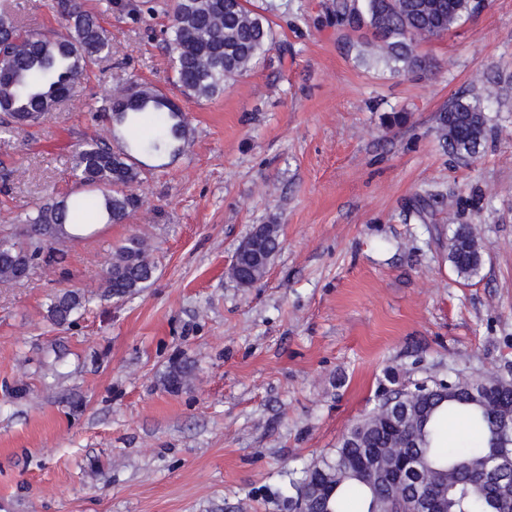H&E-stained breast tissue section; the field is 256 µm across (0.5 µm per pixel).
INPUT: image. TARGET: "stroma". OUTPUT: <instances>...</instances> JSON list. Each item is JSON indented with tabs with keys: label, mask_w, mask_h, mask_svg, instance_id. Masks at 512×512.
<instances>
[{
	"label": "stroma",
	"mask_w": 512,
	"mask_h": 512,
	"mask_svg": "<svg viewBox=\"0 0 512 512\" xmlns=\"http://www.w3.org/2000/svg\"><path fill=\"white\" fill-rule=\"evenodd\" d=\"M333 0H251L276 47L210 100L170 84V0L103 12L111 55L40 123L0 134V226L73 191L72 157L107 133L91 105L132 81L180 105L183 152L148 170L124 224L57 243L59 262L0 283V512H293L296 469L334 451L387 374L406 384L512 376V92L490 103L474 159L449 156L439 115L476 76L512 85V0L418 48L423 72L360 60ZM27 30L51 0H0ZM390 112L405 123L386 127ZM280 227L265 279L227 267L254 225ZM481 229L464 279L448 227ZM143 237L155 282L102 287L115 245ZM91 293L72 324L51 297Z\"/></svg>",
	"instance_id": "stroma-1"
}]
</instances>
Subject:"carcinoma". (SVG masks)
Returning <instances> with one entry per match:
<instances>
[{"instance_id": "cac0c4a2", "label": "carcinoma", "mask_w": 512, "mask_h": 512, "mask_svg": "<svg viewBox=\"0 0 512 512\" xmlns=\"http://www.w3.org/2000/svg\"><path fill=\"white\" fill-rule=\"evenodd\" d=\"M484 0H336V21L354 31L366 29L365 45L373 57L395 72L425 67L421 42L439 36L476 14ZM62 30L50 35L22 33L12 17L0 14V52L6 71L0 74V125L38 123L68 97L87 71L110 50L112 36L84 0H56ZM168 48L172 84L197 100L224 92L229 79L248 72L275 45L270 20L252 9L249 0H172ZM497 96V82L485 77L476 95L463 94L440 114L439 131L448 154L467 160L477 156L488 138L483 101ZM108 114L109 136L82 142L73 155L71 176L79 189L98 191L109 224H124L142 207L133 187L143 170L135 156L176 158L189 141V125L181 108L161 91L131 84L99 108ZM123 135L115 151L108 137ZM93 205L81 193L51 198L29 211L24 236L0 231V283H15L29 262L56 259L51 239L85 236ZM73 225L74 234L65 231ZM448 262L458 276L469 278L483 263L475 224H453L448 234ZM157 266L146 241L128 237L116 247L102 287L112 297L139 293L155 278ZM87 302L85 294L66 290L53 297L48 317L58 326L72 321ZM400 409L378 400L344 433L334 453L301 468L292 488L308 500L309 512H342L343 502L361 493L366 512H413L412 494L387 482L401 457L422 461L425 488L440 495L443 512H512V455L502 460L499 483L486 490L492 459L512 446L503 428L512 426V380L503 376H448V380L398 387ZM467 419L476 440L460 448H443V417ZM378 451L373 468L363 470L364 449Z\"/></svg>"}]
</instances>
